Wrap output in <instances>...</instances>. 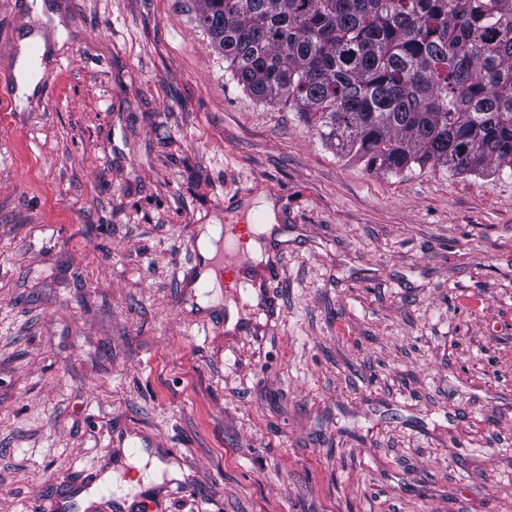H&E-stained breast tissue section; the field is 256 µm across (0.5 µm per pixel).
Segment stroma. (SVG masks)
Instances as JSON below:
<instances>
[{"instance_id": "stroma-1", "label": "stroma", "mask_w": 512, "mask_h": 512, "mask_svg": "<svg viewBox=\"0 0 512 512\" xmlns=\"http://www.w3.org/2000/svg\"><path fill=\"white\" fill-rule=\"evenodd\" d=\"M43 3L0 0V73L47 45L0 101V512H512V172L368 171L196 0ZM263 197L281 316L228 330L198 237Z\"/></svg>"}]
</instances>
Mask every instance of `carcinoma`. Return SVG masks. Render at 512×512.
Segmentation results:
<instances>
[{"mask_svg":"<svg viewBox=\"0 0 512 512\" xmlns=\"http://www.w3.org/2000/svg\"><path fill=\"white\" fill-rule=\"evenodd\" d=\"M234 79L370 171H512V0H203Z\"/></svg>","mask_w":512,"mask_h":512,"instance_id":"carcinoma-1","label":"carcinoma"}]
</instances>
